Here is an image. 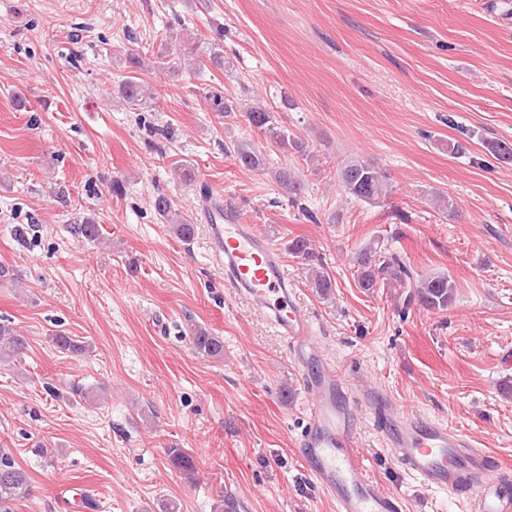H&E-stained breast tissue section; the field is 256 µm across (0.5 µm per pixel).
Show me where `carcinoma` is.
<instances>
[{"label":"carcinoma","instance_id":"cac0c4a2","mask_svg":"<svg viewBox=\"0 0 512 512\" xmlns=\"http://www.w3.org/2000/svg\"><path fill=\"white\" fill-rule=\"evenodd\" d=\"M117 93L130 107H141L151 98L148 82L139 76L128 75L117 86ZM250 125L259 129L267 141L277 147L293 149L302 157L309 155L306 142L288 128L280 125L273 113L258 106L247 113ZM235 158L240 166L250 171H264L267 158L251 143L242 141L233 148ZM272 177L279 188L285 192L289 201L299 207L302 213L313 223L317 216L302 203L303 185L288 166H279L272 171ZM340 182L344 192L366 203H376L391 192L387 173L372 163L354 160L345 164L340 170ZM157 214L171 225L172 232L180 239L188 241L194 237L195 225L182 217L172 207V201L163 193L154 200ZM71 232L89 242L101 236L100 225L89 218L71 227ZM288 252L296 258L310 262L315 258L308 239L296 237L288 242ZM355 283L358 288L369 292L375 288H408L409 300H415L428 310H444L454 299L455 285L451 277L445 274L430 275L417 279L400 257L394 253L385 255L382 251L370 247L361 249L354 263ZM311 287L323 297L330 298L335 288L325 266L312 270ZM187 335L193 348L201 355L218 358L224 355V341L209 332L205 327L192 321L187 323ZM51 342L61 351L83 353L87 350L86 342L77 340L62 332L51 337ZM27 348L24 336L8 325L0 324V359L7 356L14 358ZM169 462L182 473L192 474L195 465L192 455L181 449L169 451ZM30 492V478L27 472L15 461L4 448H0V512H14L15 502L26 498Z\"/></svg>","mask_w":512,"mask_h":512}]
</instances>
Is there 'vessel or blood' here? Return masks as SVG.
Masks as SVG:
<instances>
[{
	"label": "vessel or blood",
	"instance_id": "1",
	"mask_svg": "<svg viewBox=\"0 0 512 512\" xmlns=\"http://www.w3.org/2000/svg\"><path fill=\"white\" fill-rule=\"evenodd\" d=\"M209 247L224 285L264 314L305 365L312 396L297 453L315 486L336 512H402L394 494L365 474L353 427L356 396L344 395L341 378L312 338V319L295 299L277 248L254 225L224 206L222 194L203 204ZM373 423L404 471L425 485L472 503L474 512H512V468L472 447L454 429L431 419L371 405Z\"/></svg>",
	"mask_w": 512,
	"mask_h": 512
}]
</instances>
